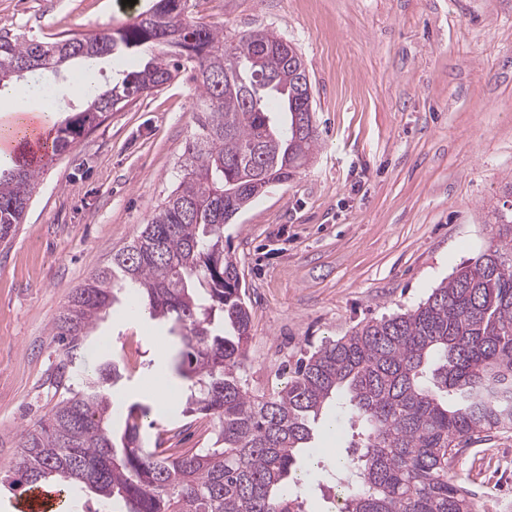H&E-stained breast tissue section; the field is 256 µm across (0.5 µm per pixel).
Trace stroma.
<instances>
[{
    "mask_svg": "<svg viewBox=\"0 0 512 512\" xmlns=\"http://www.w3.org/2000/svg\"><path fill=\"white\" fill-rule=\"evenodd\" d=\"M149 0H0V34L36 41L115 29ZM188 16L231 36L274 30L301 52L319 134L313 158L224 226L252 316L245 377L254 391L285 363L370 320L414 308L498 233L489 206L512 205V0H189ZM199 91L189 72L108 113L46 168L9 244L0 245V471L18 434L58 399L51 325L73 288L129 245L181 175ZM167 327L114 305L81 350L127 359L115 408L139 401L152 439L205 444L187 420ZM163 379V407L147 382ZM301 485L329 512L325 471L354 428L324 407ZM450 483L483 491L479 512H512V432L457 452Z\"/></svg>",
    "mask_w": 512,
    "mask_h": 512,
    "instance_id": "35a3bbf8",
    "label": "stroma"
}]
</instances>
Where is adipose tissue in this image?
I'll use <instances>...</instances> for the list:
<instances>
[{
  "label": "adipose tissue",
  "instance_id": "adipose-tissue-1",
  "mask_svg": "<svg viewBox=\"0 0 512 512\" xmlns=\"http://www.w3.org/2000/svg\"><path fill=\"white\" fill-rule=\"evenodd\" d=\"M38 96L39 91L34 86L0 90V156L10 158L20 152L35 151L38 144L48 138L56 112L32 106V99Z\"/></svg>",
  "mask_w": 512,
  "mask_h": 512
}]
</instances>
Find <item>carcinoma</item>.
<instances>
[{"mask_svg":"<svg viewBox=\"0 0 512 512\" xmlns=\"http://www.w3.org/2000/svg\"><path fill=\"white\" fill-rule=\"evenodd\" d=\"M187 0H153L132 22L48 41L0 35V87L45 78L73 60L136 59L112 87L85 86V105L54 128L38 156L0 166V242L22 223L40 172L123 102L191 65L196 131L182 175L132 243L72 291L51 332L64 351L61 398L19 433L0 485L26 491L82 484L115 512H308L290 489L326 403L339 397L361 437L358 462L336 466L344 512H475L448 483L454 449L483 431L512 430V206L494 207L499 240L461 264L416 308L357 326L299 358L288 380L260 396L243 380L251 313L224 224L269 183H284L314 154L313 88L274 49L279 35L224 33L186 19ZM130 296L139 310L183 328L176 374L190 381L183 413L217 422L205 448L150 446L149 410L126 408L112 428L119 362L72 371L102 314Z\"/></svg>","mask_w":512,"mask_h":512,"instance_id":"obj_1","label":"carcinoma"}]
</instances>
